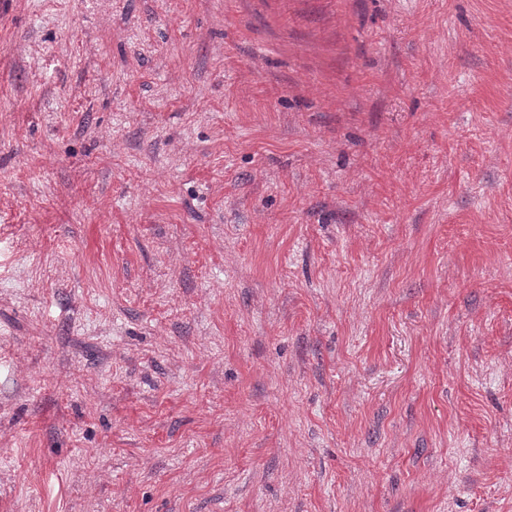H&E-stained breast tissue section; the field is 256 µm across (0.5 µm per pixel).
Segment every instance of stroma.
I'll list each match as a JSON object with an SVG mask.
<instances>
[{"label": "stroma", "mask_w": 512, "mask_h": 512, "mask_svg": "<svg viewBox=\"0 0 512 512\" xmlns=\"http://www.w3.org/2000/svg\"><path fill=\"white\" fill-rule=\"evenodd\" d=\"M0 512H512V0H0Z\"/></svg>", "instance_id": "stroma-1"}]
</instances>
